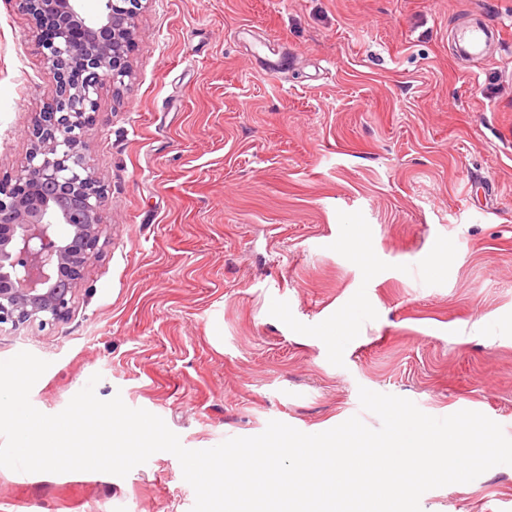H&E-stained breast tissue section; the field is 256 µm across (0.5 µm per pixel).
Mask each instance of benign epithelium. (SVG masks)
<instances>
[{"instance_id":"7a95c632","label":"benign epithelium","mask_w":512,"mask_h":512,"mask_svg":"<svg viewBox=\"0 0 512 512\" xmlns=\"http://www.w3.org/2000/svg\"><path fill=\"white\" fill-rule=\"evenodd\" d=\"M16 2L32 21L56 86L28 128L25 161L0 179V324L14 327L45 317L66 321L101 250L109 195L85 136L103 84L132 76L136 20L153 0H100L94 17L82 0Z\"/></svg>"}]
</instances>
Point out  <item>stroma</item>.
Wrapping results in <instances>:
<instances>
[{"label": "stroma", "instance_id": "35a3bbf8", "mask_svg": "<svg viewBox=\"0 0 512 512\" xmlns=\"http://www.w3.org/2000/svg\"><path fill=\"white\" fill-rule=\"evenodd\" d=\"M475 10L501 40L462 59ZM132 66L86 135L109 243L66 321L0 325V360L50 363L35 408L61 412L97 373L99 399L200 450L272 420L380 428L364 387L512 437V0H154ZM54 86L0 0V178ZM194 503L164 451L123 478L0 467V512ZM420 506L512 512V465Z\"/></svg>", "mask_w": 512, "mask_h": 512}]
</instances>
